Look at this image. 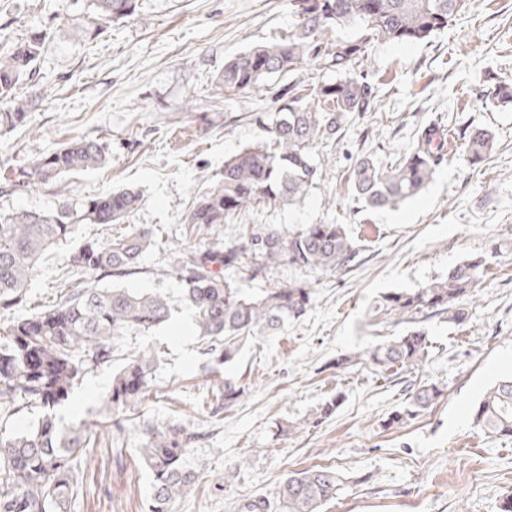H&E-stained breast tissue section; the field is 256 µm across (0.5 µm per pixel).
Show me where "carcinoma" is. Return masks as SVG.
<instances>
[{"label": "carcinoma", "instance_id": "cac0c4a2", "mask_svg": "<svg viewBox=\"0 0 512 512\" xmlns=\"http://www.w3.org/2000/svg\"><path fill=\"white\" fill-rule=\"evenodd\" d=\"M466 0H288L296 17L285 34L255 45L224 63L216 86L229 98L242 92L268 90L277 107L256 116L263 138L224 160V170L207 190L189 203L182 218L184 233L215 235L220 224L239 218L256 205L297 207L314 189L325 158L318 145L334 141L347 117L366 112L374 102L373 87L347 74L375 40L424 42L448 28L465 9ZM139 0H89L74 29L94 38L108 25L138 14ZM360 27L358 36H334L342 27ZM48 32L0 52V132L26 122L35 106L19 87L33 78L44 53ZM311 62L337 78L302 84L284 82L286 74ZM488 95L512 101V82L490 78ZM439 128L430 126L411 150L382 165L372 156L350 168L348 189L369 210L396 209L424 191L433 180ZM470 165L485 162L494 149L491 131H466ZM108 162L97 141L80 139L34 158L20 177L52 182L66 175L100 168ZM139 192L121 189L106 195L62 203L50 212L0 213V311L26 300L28 280L42 257L64 244L81 224H120L137 210ZM159 242L157 230L142 225L105 241L88 239L73 250L60 278L59 302L27 317L0 325V417L37 406L44 414L31 427L0 433V512H71L72 501L87 472L89 432L98 423L62 427L54 408L64 403L92 370L112 363L113 341L132 330H149L171 318L166 297L158 292H132L121 287L142 273L141 258ZM341 224H303L285 231L269 224L252 226L234 245L217 241L182 246L174 252L173 275L185 285L198 336L218 366H230L246 343L282 332L311 305L307 281L290 282L248 293L240 286L274 263L309 273L347 268L358 256ZM485 265L464 260L447 277L411 291L382 296L381 313L414 320L428 311L448 314L459 323L466 312L460 301L474 295ZM87 274L95 280H79ZM431 348L428 333L413 329L365 353L364 361L393 376L425 365ZM158 365L156 350L144 349L112 376L103 398L115 433L125 430L129 414L151 396ZM435 382L411 392L407 407L388 420L391 428L418 416L441 397ZM224 409L246 394V385L224 379ZM476 421L495 436L512 437V378L491 385L475 412ZM195 435L182 426H143L139 460L152 476L145 512H175L176 504L195 486L206 463L189 464ZM340 477L329 467L295 473L281 487V512H320L336 498Z\"/></svg>", "mask_w": 512, "mask_h": 512}]
</instances>
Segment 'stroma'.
Segmentation results:
<instances>
[{"label":"stroma","mask_w":512,"mask_h":512,"mask_svg":"<svg viewBox=\"0 0 512 512\" xmlns=\"http://www.w3.org/2000/svg\"><path fill=\"white\" fill-rule=\"evenodd\" d=\"M86 0H0V42L33 29L52 35L32 80L20 92L36 102L26 125L0 135V212L48 211L63 200L98 197L121 188L141 204L121 224L79 226L50 252L31 278L15 316L52 304L68 256L88 238L101 240L149 225L182 241L181 220L198 191L210 186L228 158L258 140L256 113L274 110L266 95L225 99L214 84L225 61L287 32L295 22L288 0H140L141 18L112 25L83 41L59 17H76ZM355 72L375 90L374 111L350 117L304 205L254 207L217 234L236 244L247 226L342 224L360 249L356 266L309 274L311 309L278 335L247 345L236 364L212 368L193 332V314L178 279L167 270L168 248L142 258L143 274L124 283L157 290L171 320L131 331L114 346L111 365L91 371L57 410L62 426L102 418L112 375L131 354L153 348L161 362L153 394L138 419L182 425L196 433L192 460L207 462L176 512H237L245 500L276 499L283 483L313 466L342 479L323 512H500L512 497V438L486 433L474 421L485 391L512 376V105L487 97L486 77L512 79V0H469L447 29L421 43H372ZM431 124L450 134L433 181L398 209L371 211L347 190L357 157L398 159ZM490 129L496 150L484 164L464 160V132ZM93 138L106 166L55 183H19L21 168L70 141ZM485 260L467 319L420 316L433 346L421 371L396 377L360 357L410 325L375 310L382 295L444 278L459 262ZM357 365L341 369L342 356ZM242 378L247 393L213 414L225 376ZM432 381L436 403L399 428H387L411 388ZM342 401L327 418L322 404ZM140 433L127 429L120 448L99 430L89 450L91 471L73 512H144L151 476L138 462Z\"/></svg>","instance_id":"stroma-1"}]
</instances>
